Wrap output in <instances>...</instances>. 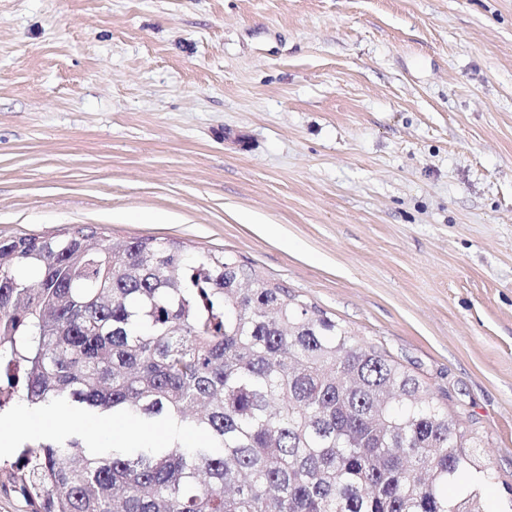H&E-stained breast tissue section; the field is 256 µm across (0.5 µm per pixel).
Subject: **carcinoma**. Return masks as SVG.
<instances>
[{
  "label": "carcinoma",
  "instance_id": "1",
  "mask_svg": "<svg viewBox=\"0 0 512 512\" xmlns=\"http://www.w3.org/2000/svg\"><path fill=\"white\" fill-rule=\"evenodd\" d=\"M97 234L0 240V408L175 437L24 443L0 488L29 512H483L448 495L479 441L386 351L230 254ZM150 426L163 435L158 434L155 430L149 429L133 431L130 426H119L112 420V446L128 447L130 441L134 439L140 447H161L163 445V436H165L168 441L171 440L170 436L172 433L167 427L156 423Z\"/></svg>",
  "mask_w": 512,
  "mask_h": 512
}]
</instances>
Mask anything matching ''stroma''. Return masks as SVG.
Returning a JSON list of instances; mask_svg holds the SVG:
<instances>
[{
  "mask_svg": "<svg viewBox=\"0 0 512 512\" xmlns=\"http://www.w3.org/2000/svg\"><path fill=\"white\" fill-rule=\"evenodd\" d=\"M86 226L382 347L512 512V0H0V240Z\"/></svg>",
  "mask_w": 512,
  "mask_h": 512,
  "instance_id": "1",
  "label": "stroma"
}]
</instances>
